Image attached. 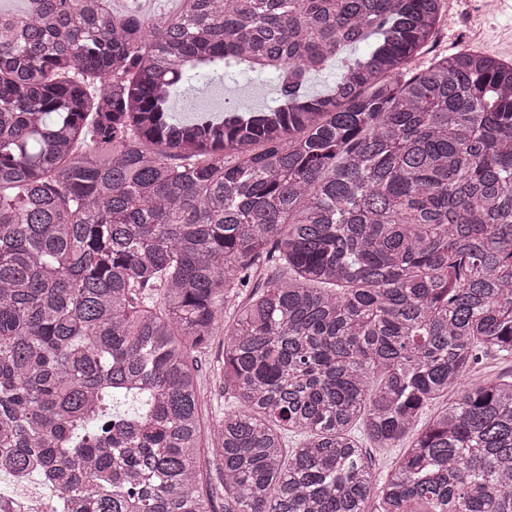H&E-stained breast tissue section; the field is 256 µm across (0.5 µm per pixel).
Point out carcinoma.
Listing matches in <instances>:
<instances>
[{"label": "carcinoma", "mask_w": 512, "mask_h": 512, "mask_svg": "<svg viewBox=\"0 0 512 512\" xmlns=\"http://www.w3.org/2000/svg\"><path fill=\"white\" fill-rule=\"evenodd\" d=\"M108 3L0 12V477L44 512H212L193 354L262 272L224 512H512V380L470 379L512 355V62L415 68L445 0ZM256 66L277 105L172 117L188 73ZM359 425L413 434L382 481ZM178 2L179 0H112V9L114 12H122L124 8L135 6L146 16L161 10L174 15L179 9ZM473 372L475 375L512 374V356L502 357L497 353H486L480 358Z\"/></svg>", "instance_id": "cac0c4a2"}]
</instances>
